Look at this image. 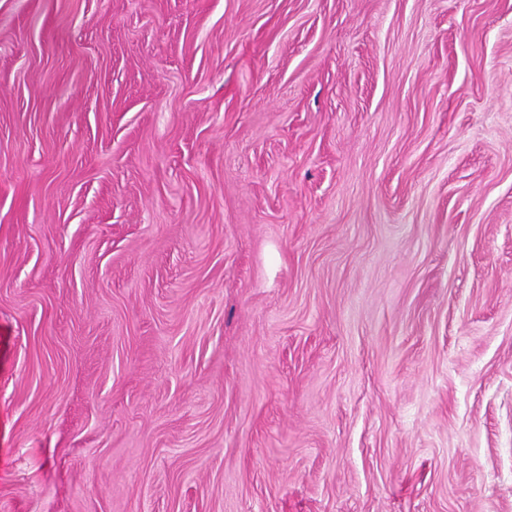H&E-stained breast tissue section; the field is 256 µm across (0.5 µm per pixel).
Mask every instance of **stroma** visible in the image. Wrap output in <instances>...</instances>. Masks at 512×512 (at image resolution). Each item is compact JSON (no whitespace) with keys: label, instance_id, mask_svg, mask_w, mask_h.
<instances>
[{"label":"stroma","instance_id":"35a3bbf8","mask_svg":"<svg viewBox=\"0 0 512 512\" xmlns=\"http://www.w3.org/2000/svg\"><path fill=\"white\" fill-rule=\"evenodd\" d=\"M0 512H512V0H0Z\"/></svg>","mask_w":512,"mask_h":512}]
</instances>
